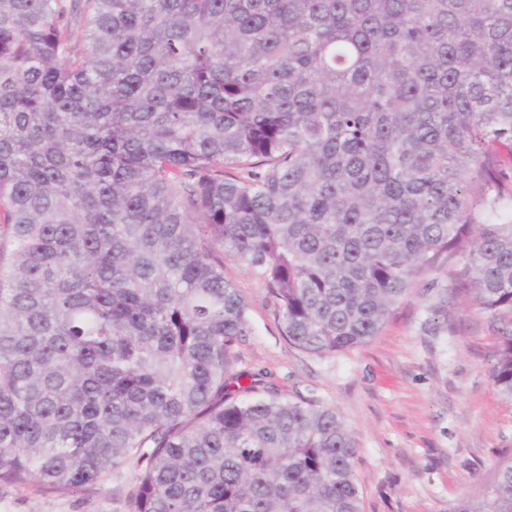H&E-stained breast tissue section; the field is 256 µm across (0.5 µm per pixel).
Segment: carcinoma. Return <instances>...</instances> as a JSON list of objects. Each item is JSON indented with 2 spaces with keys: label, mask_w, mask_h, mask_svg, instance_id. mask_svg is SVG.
<instances>
[{
  "label": "carcinoma",
  "mask_w": 512,
  "mask_h": 512,
  "mask_svg": "<svg viewBox=\"0 0 512 512\" xmlns=\"http://www.w3.org/2000/svg\"><path fill=\"white\" fill-rule=\"evenodd\" d=\"M512 0H0V481L136 456L128 512H362L336 410L231 373L230 250L341 353L417 281L503 324ZM458 512H512V463Z\"/></svg>",
  "instance_id": "1"
}]
</instances>
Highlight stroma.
I'll list each match as a JSON object with an SVG mask.
<instances>
[{"instance_id": "1", "label": "stroma", "mask_w": 512, "mask_h": 512, "mask_svg": "<svg viewBox=\"0 0 512 512\" xmlns=\"http://www.w3.org/2000/svg\"><path fill=\"white\" fill-rule=\"evenodd\" d=\"M222 261L250 326L233 345V372H263L279 396L336 410L356 441L362 512H457L512 461V400L492 377L500 325L472 294L449 295L448 330L432 334L437 278L429 276L369 342L319 358L282 336L263 281L232 253ZM139 469L129 458L95 487L66 495L2 481L0 512H128Z\"/></svg>"}]
</instances>
